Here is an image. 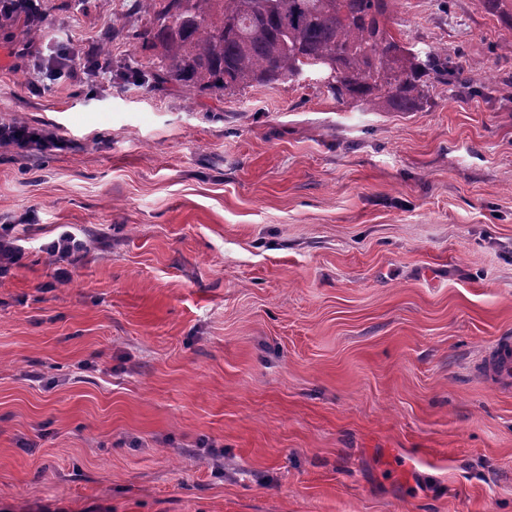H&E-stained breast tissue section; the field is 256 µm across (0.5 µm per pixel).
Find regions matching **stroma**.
I'll return each instance as SVG.
<instances>
[{
	"label": "stroma",
	"instance_id": "stroma-1",
	"mask_svg": "<svg viewBox=\"0 0 512 512\" xmlns=\"http://www.w3.org/2000/svg\"><path fill=\"white\" fill-rule=\"evenodd\" d=\"M149 21L0 22V120L67 142L0 147L28 246L0 280V512H512V393L478 370L512 334V29L397 0L396 39L473 68L395 112L317 71L159 83ZM65 229L90 251L58 286Z\"/></svg>",
	"mask_w": 512,
	"mask_h": 512
}]
</instances>
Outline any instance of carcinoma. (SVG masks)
Masks as SVG:
<instances>
[{"instance_id": "cac0c4a2", "label": "carcinoma", "mask_w": 512, "mask_h": 512, "mask_svg": "<svg viewBox=\"0 0 512 512\" xmlns=\"http://www.w3.org/2000/svg\"><path fill=\"white\" fill-rule=\"evenodd\" d=\"M396 0H142L144 38L160 49L157 78L212 92L293 80L316 62L342 104L416 112L429 81L465 85L468 65L389 34ZM512 29V0H479Z\"/></svg>"}]
</instances>
